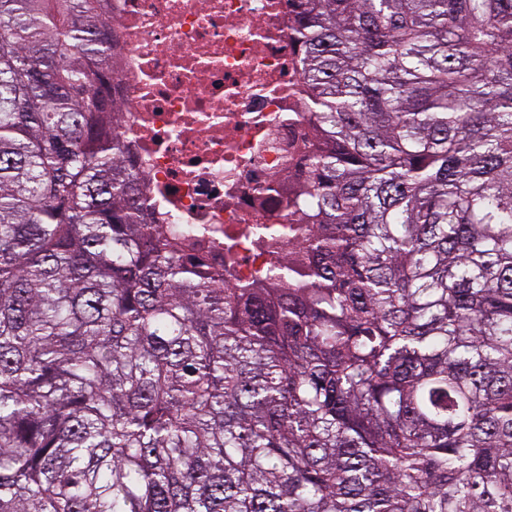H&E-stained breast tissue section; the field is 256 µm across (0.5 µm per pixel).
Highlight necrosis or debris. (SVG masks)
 Returning a JSON list of instances; mask_svg holds the SVG:
<instances>
[{
	"label": "necrosis or debris",
	"mask_w": 512,
	"mask_h": 512,
	"mask_svg": "<svg viewBox=\"0 0 512 512\" xmlns=\"http://www.w3.org/2000/svg\"><path fill=\"white\" fill-rule=\"evenodd\" d=\"M119 129L162 229L236 288L280 287L307 230L290 201L312 149L292 0H103Z\"/></svg>",
	"instance_id": "1"
}]
</instances>
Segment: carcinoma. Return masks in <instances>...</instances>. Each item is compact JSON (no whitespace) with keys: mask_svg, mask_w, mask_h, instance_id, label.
I'll return each mask as SVG.
<instances>
[{"mask_svg":"<svg viewBox=\"0 0 512 512\" xmlns=\"http://www.w3.org/2000/svg\"><path fill=\"white\" fill-rule=\"evenodd\" d=\"M312 225L151 222L99 0H0V512H512V0H298Z\"/></svg>","mask_w":512,"mask_h":512,"instance_id":"obj_1","label":"carcinoma"}]
</instances>
